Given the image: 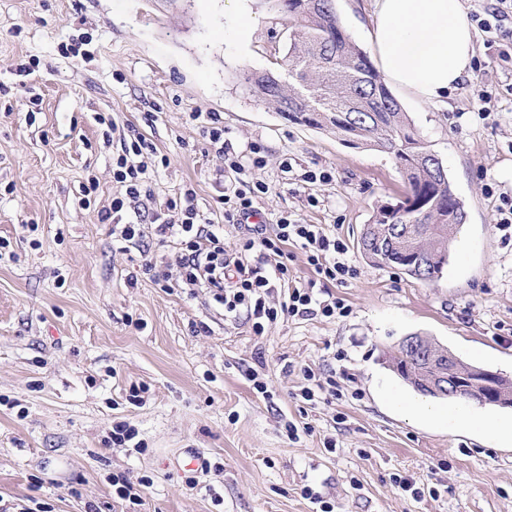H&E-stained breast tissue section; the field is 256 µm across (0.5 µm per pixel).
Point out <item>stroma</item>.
<instances>
[{
	"label": "stroma",
	"instance_id": "1",
	"mask_svg": "<svg viewBox=\"0 0 512 512\" xmlns=\"http://www.w3.org/2000/svg\"><path fill=\"white\" fill-rule=\"evenodd\" d=\"M224 2L0 0V512H317L307 486L335 512H512V444L413 419L394 402L409 388L388 360L419 334L512 377V236L495 224L500 194L512 196V58L478 33L472 76L447 105L401 102L467 213V253L453 252L428 287L357 248L376 207L405 190L393 158L249 95L244 75L277 69L288 49L287 17L269 0H242L254 18L242 49ZM372 11V0H336L366 51ZM82 34L90 59L63 56L60 44ZM33 56L38 69L21 75ZM481 89L496 98L484 120ZM212 113L236 149H265L266 223L289 214L346 239L358 274L327 290L347 317L285 318L258 336L207 289L150 281L139 252L114 243L101 216L122 191L112 158L133 134L168 159L149 174V212L126 215L143 224L151 257L177 252L176 238L155 235L151 210L189 189L228 246L246 236L224 221L231 176L203 134ZM309 171L331 179L303 182ZM89 174L98 188L84 203ZM250 367L267 374L272 399L253 391ZM307 368L335 373L339 398L303 401ZM135 385L139 405L128 400ZM123 421L137 445H113ZM117 475L150 478L138 509L116 496ZM398 475L420 497L398 489Z\"/></svg>",
	"mask_w": 512,
	"mask_h": 512
}]
</instances>
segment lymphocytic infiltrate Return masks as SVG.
I'll list each match as a JSON object with an SVG mask.
<instances>
[{
  "label": "lymphocytic infiltrate",
  "instance_id": "lymphocytic-infiltrate-1",
  "mask_svg": "<svg viewBox=\"0 0 512 512\" xmlns=\"http://www.w3.org/2000/svg\"><path fill=\"white\" fill-rule=\"evenodd\" d=\"M205 132L223 157L225 172L234 176L232 187L224 194V221L249 226L250 234L241 238L238 249H226L223 237L201 218L193 192H185L183 202H170L166 210L152 215L157 236L176 234L181 238L180 251L161 266L176 270L178 280L186 288L210 289L214 301L223 306L225 313L245 317L258 334L263 333L266 324L281 317L320 315L334 320L346 317L349 308L343 299L322 296L310 286L292 285L285 248L291 243L299 245L319 281L333 284L357 273L348 244L324 225L304 224L287 216L279 217L270 229L258 223L257 203L268 191L255 175L266 164L262 147L251 145L250 159L242 160L232 143L225 141L224 127L215 115L211 116ZM144 147V140L139 138L122 143L113 172L124 191L112 200V235L129 250L140 249L144 230L141 224L124 221L123 214L140 210L150 198ZM253 250L258 258L252 262L246 254ZM276 286L284 288L286 295L275 307L267 296Z\"/></svg>",
  "mask_w": 512,
  "mask_h": 512
}]
</instances>
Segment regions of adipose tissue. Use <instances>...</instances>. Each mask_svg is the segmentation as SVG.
<instances>
[{
	"mask_svg": "<svg viewBox=\"0 0 512 512\" xmlns=\"http://www.w3.org/2000/svg\"><path fill=\"white\" fill-rule=\"evenodd\" d=\"M371 42L388 86L419 104L445 102L472 75L474 29L461 0H375ZM402 405L420 420L479 424L512 441V422L479 421L461 405L450 412L416 399Z\"/></svg>",
	"mask_w": 512,
	"mask_h": 512,
	"instance_id": "obj_1",
	"label": "adipose tissue"
}]
</instances>
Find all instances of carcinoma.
Instances as JSON below:
<instances>
[{
    "label": "carcinoma",
    "mask_w": 512,
    "mask_h": 512,
    "mask_svg": "<svg viewBox=\"0 0 512 512\" xmlns=\"http://www.w3.org/2000/svg\"><path fill=\"white\" fill-rule=\"evenodd\" d=\"M272 2L289 20L283 72L252 76L250 91L289 121L393 156L406 192L377 207L363 226L359 250L374 266L434 285L450 258L454 229L448 224L466 219L442 159L420 139L367 53L345 32L335 0ZM424 344L410 349L399 343L396 373L413 390L434 398L412 381L426 369L427 350L440 349L429 338Z\"/></svg>",
    "instance_id": "obj_1"
}]
</instances>
